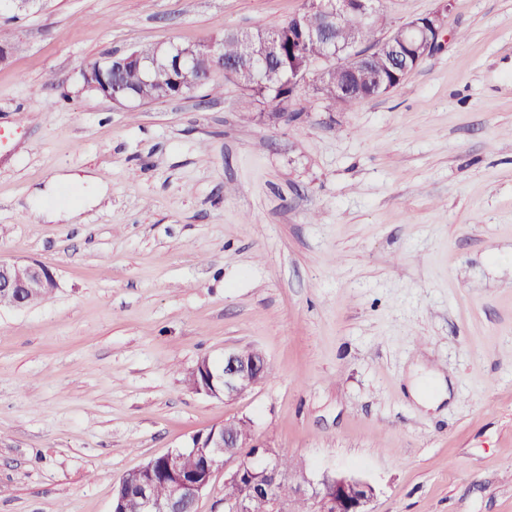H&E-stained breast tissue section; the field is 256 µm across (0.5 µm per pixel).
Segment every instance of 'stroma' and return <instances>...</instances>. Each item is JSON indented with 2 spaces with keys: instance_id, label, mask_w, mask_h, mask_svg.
I'll return each instance as SVG.
<instances>
[{
  "instance_id": "1",
  "label": "stroma",
  "mask_w": 512,
  "mask_h": 512,
  "mask_svg": "<svg viewBox=\"0 0 512 512\" xmlns=\"http://www.w3.org/2000/svg\"><path fill=\"white\" fill-rule=\"evenodd\" d=\"M302 6H0V258L58 281L0 308V512H111L124 474L239 418L371 483L370 512H512V0H453L442 50L348 109L310 80L274 123L230 80L125 106L82 87L106 53ZM246 347L259 386L187 385ZM419 360L452 383L437 409L407 391Z\"/></svg>"
}]
</instances>
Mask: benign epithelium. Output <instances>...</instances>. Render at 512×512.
I'll return each instance as SVG.
<instances>
[{"label": "benign epithelium", "mask_w": 512, "mask_h": 512, "mask_svg": "<svg viewBox=\"0 0 512 512\" xmlns=\"http://www.w3.org/2000/svg\"><path fill=\"white\" fill-rule=\"evenodd\" d=\"M451 0H442V6L433 13L416 18L397 29L389 31L374 44H364L352 39L340 47L336 43V28L327 24L309 25L306 16L316 13L328 20L337 21L348 14H359L370 20L378 13L377 0H304L301 12L291 16L297 24L301 43L319 40L324 44V55L315 59L304 56L303 65L294 73L298 83L307 79L312 66L319 60L325 66L318 70L317 77H338L344 70L359 64L374 53L383 57L391 66L393 80L378 83L372 93H385L399 85L428 56L436 52L448 39L446 24ZM279 50L276 38L263 39L254 49V54L270 60ZM191 49L172 46L161 57L144 60L139 53L129 50L122 54H108L96 62L94 67L81 72L85 87L94 93L112 100L116 104L134 102L126 95L120 82L127 70H135L150 80L166 69L171 79L182 84L186 74L187 60ZM58 287L52 269L37 260H0V307L24 309L38 301L37 289L54 291ZM221 386L196 388L200 393L223 396L231 401L256 386L267 370L265 357L254 349H239L224 354V360L213 364ZM226 427L214 426L210 432L193 434L186 446L170 450L162 455L167 471L174 477L173 492L164 500L156 497L154 484L145 479L137 484L142 512H181L187 499L198 501L209 486L214 474L224 471V485L233 486L239 492L231 498L222 499L220 512H251L255 490L265 492L269 512H292L291 503L278 494V488L287 482L294 484L295 493L310 502L312 512H369L368 505L374 497L373 486L362 479L348 476L324 474L319 478H296L282 468L281 454L267 443L249 438L244 443L225 435ZM255 448L262 463L254 466L237 448ZM203 460V469L190 472L183 467L184 452Z\"/></svg>", "instance_id": "obj_1"}]
</instances>
